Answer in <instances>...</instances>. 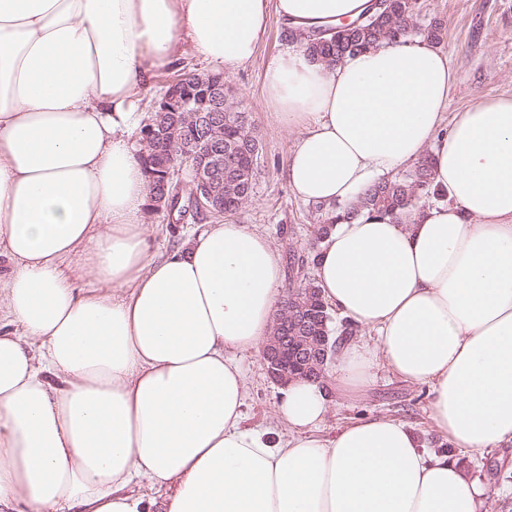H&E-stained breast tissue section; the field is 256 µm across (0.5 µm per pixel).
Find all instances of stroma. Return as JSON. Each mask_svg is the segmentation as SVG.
<instances>
[{
  "mask_svg": "<svg viewBox=\"0 0 512 512\" xmlns=\"http://www.w3.org/2000/svg\"><path fill=\"white\" fill-rule=\"evenodd\" d=\"M416 13L421 27L442 28L440 48L456 76L447 115L466 110L482 97L512 96V0H416ZM286 43L277 16H270L255 60L233 69L224 85L246 112L260 143L252 198L231 220L266 235L287 267L311 252L318 225L314 204L297 199L287 184L285 164L295 135L271 119L265 104L264 64ZM143 222L149 227L150 253L155 257L174 250L200 226L199 221H178L167 210L149 207L143 210ZM247 366L246 426L284 435L276 417L279 384L271 379L261 353L248 356ZM429 402L427 386L380 369L360 396L334 394L332 411L319 434L330 438L338 427L387 414L406 424L426 448L443 452L448 443L430 420ZM455 458L486 485L488 512H512V445L459 451Z\"/></svg>",
  "mask_w": 512,
  "mask_h": 512,
  "instance_id": "1",
  "label": "stroma"
}]
</instances>
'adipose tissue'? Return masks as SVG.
<instances>
[{
	"label": "adipose tissue",
	"instance_id": "1",
	"mask_svg": "<svg viewBox=\"0 0 512 512\" xmlns=\"http://www.w3.org/2000/svg\"><path fill=\"white\" fill-rule=\"evenodd\" d=\"M371 0H0V512H487L451 454L379 415L318 434L330 387L295 379L286 439L243 424L246 353L272 334L280 256L246 225L148 253L150 193L134 143L156 70L186 53L252 61L270 15L291 38L264 67L273 120L296 139L303 202L356 203L431 158L444 203L403 223L365 214L320 241L315 284L356 326L338 390L384 366L429 385L452 447L512 444V97L445 121L448 56L400 38L329 67L303 34ZM85 251L95 285L61 264ZM168 487L162 503L133 484Z\"/></svg>",
	"mask_w": 512,
	"mask_h": 512
}]
</instances>
